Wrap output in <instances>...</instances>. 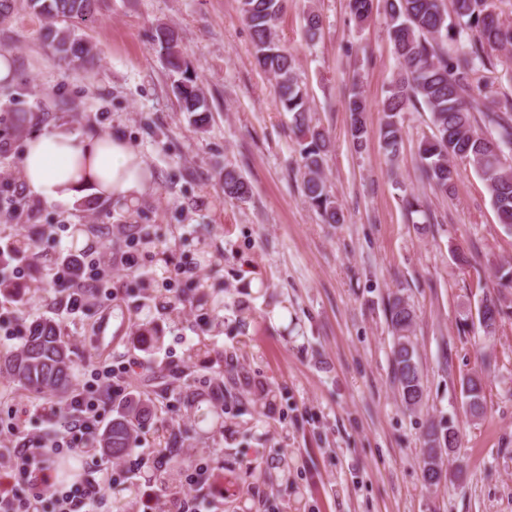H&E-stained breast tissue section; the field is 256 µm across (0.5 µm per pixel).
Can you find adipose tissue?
<instances>
[{"label":"adipose tissue","instance_id":"1","mask_svg":"<svg viewBox=\"0 0 512 512\" xmlns=\"http://www.w3.org/2000/svg\"><path fill=\"white\" fill-rule=\"evenodd\" d=\"M23 174L41 197L69 201L89 194L129 197L143 190L147 176L141 155L127 141L106 132L80 139L63 131L28 142Z\"/></svg>","mask_w":512,"mask_h":512}]
</instances>
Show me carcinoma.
I'll list each match as a JSON object with an SVG mask.
<instances>
[{
  "mask_svg": "<svg viewBox=\"0 0 512 512\" xmlns=\"http://www.w3.org/2000/svg\"><path fill=\"white\" fill-rule=\"evenodd\" d=\"M388 18V37L399 64L382 102L384 123L380 138L386 151L397 156L403 143L402 115L418 107L430 114L432 134L418 148L419 167L430 189L442 196L453 193L458 177L457 164L466 163L482 178L491 205L502 226L512 231V93L494 91L491 74L497 68L499 54H512V22L503 19L495 0H383ZM284 0H240L242 21L253 35L255 60L272 74L283 111L291 116L300 146L302 187L306 200L326 224H341L344 216L333 200L324 178V163L330 152L327 134L308 121V93L296 74L293 54L274 38V30ZM36 14L49 20L46 39L58 60L89 61L91 44L75 34V24L94 17L95 0H27ZM354 19L364 21L373 10V0H349ZM156 38L165 49V62L178 76L173 92L182 111L203 126L209 121L208 100L201 91L194 72L185 62L174 33L167 27L157 30ZM350 136L357 147L367 139L364 114L367 103L352 92L347 101ZM251 191L249 183L234 169L224 170V199L243 200ZM46 229L18 235L9 253L26 254L33 267L41 263L36 235ZM197 302L209 301L212 318L207 335L198 337L190 347L192 357L204 363L224 361V351L217 349L209 334H218L224 317L214 307L212 286L197 281ZM487 320L482 327L492 333L503 313L499 298L481 300ZM386 317L394 334L393 375L399 397L411 410L423 401V385L415 344L410 336L415 320L413 307L404 298L388 300ZM13 385L37 394L66 398L72 390L75 370L72 351L61 333V324L53 318L36 319L24 326L21 343L0 352V376ZM470 412L479 416L484 410L483 389L479 379L470 378L462 387ZM224 378L217 379L210 390L187 385L178 398L179 410L188 421L209 413L212 426L224 433ZM156 405L139 394H130L112 409V418L98 436L104 456L125 458L137 450L142 436L152 434L156 447L167 450L183 438L179 433L165 436L154 428ZM456 441L451 425L432 424L422 450L423 479L433 486L440 470H449V455ZM252 472L259 477L282 479L288 473L287 459L276 463L258 461ZM179 470L168 462L147 474L145 482L157 484L167 494H178Z\"/></svg>",
  "mask_w": 512,
  "mask_h": 512,
  "instance_id": "carcinoma-1",
  "label": "carcinoma"
}]
</instances>
